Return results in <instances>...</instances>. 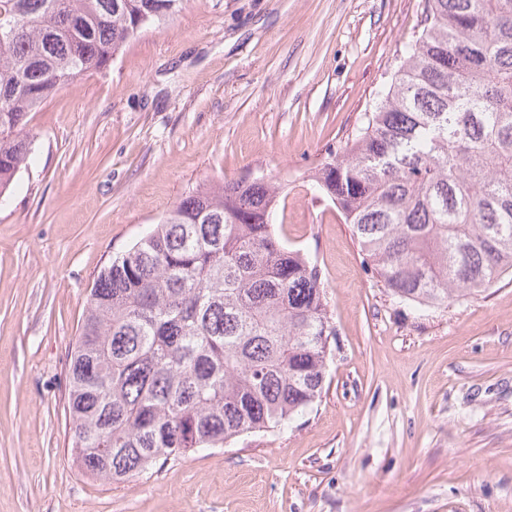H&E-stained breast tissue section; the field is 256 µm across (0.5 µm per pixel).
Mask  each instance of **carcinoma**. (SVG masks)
Returning <instances> with one entry per match:
<instances>
[{
  "label": "carcinoma",
  "mask_w": 512,
  "mask_h": 512,
  "mask_svg": "<svg viewBox=\"0 0 512 512\" xmlns=\"http://www.w3.org/2000/svg\"><path fill=\"white\" fill-rule=\"evenodd\" d=\"M184 0H0V195L27 116ZM367 124L316 167L395 298L442 306L512 275V0H426ZM263 178L182 198L101 271L68 369L76 462L122 482L283 426L320 396L336 335L317 266Z\"/></svg>",
  "instance_id": "1"
}]
</instances>
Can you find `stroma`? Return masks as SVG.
<instances>
[{"mask_svg":"<svg viewBox=\"0 0 512 512\" xmlns=\"http://www.w3.org/2000/svg\"><path fill=\"white\" fill-rule=\"evenodd\" d=\"M424 0H185L28 116L0 202V512H512V279L393 298L312 175L370 111ZM285 188L336 329L285 428L107 483L73 462L70 353L94 278L193 189Z\"/></svg>","mask_w":512,"mask_h":512,"instance_id":"35a3bbf8","label":"stroma"}]
</instances>
